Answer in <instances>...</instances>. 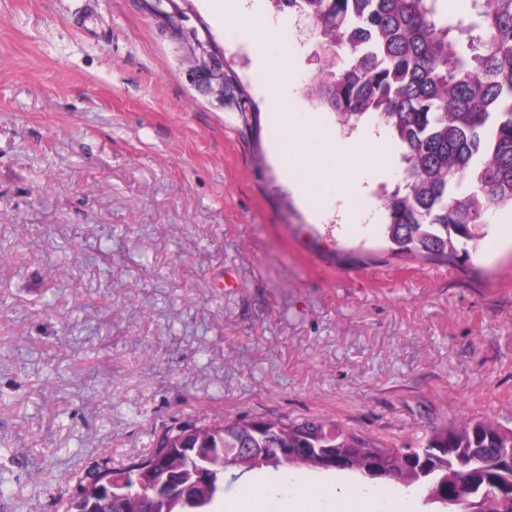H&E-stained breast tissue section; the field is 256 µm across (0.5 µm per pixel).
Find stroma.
<instances>
[{
	"label": "stroma",
	"instance_id": "obj_1",
	"mask_svg": "<svg viewBox=\"0 0 512 512\" xmlns=\"http://www.w3.org/2000/svg\"><path fill=\"white\" fill-rule=\"evenodd\" d=\"M254 6L288 70L211 0H0V512H66L182 422L512 429V212L464 262L301 200L269 87L332 136L375 128L315 98L311 21Z\"/></svg>",
	"mask_w": 512,
	"mask_h": 512
}]
</instances>
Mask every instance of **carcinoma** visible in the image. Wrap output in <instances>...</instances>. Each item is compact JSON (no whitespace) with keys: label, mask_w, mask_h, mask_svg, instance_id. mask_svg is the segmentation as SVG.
Listing matches in <instances>:
<instances>
[{"label":"carcinoma","mask_w":512,"mask_h":512,"mask_svg":"<svg viewBox=\"0 0 512 512\" xmlns=\"http://www.w3.org/2000/svg\"><path fill=\"white\" fill-rule=\"evenodd\" d=\"M470 2L466 22L440 0H277L317 31L318 100L343 125L369 119L394 133L406 167L382 198L384 234L416 256L467 260L490 219L512 209V0ZM192 426L166 429L150 457L111 473L112 498L93 512H137V479L163 481L171 447ZM199 429L224 434L226 458L209 463L215 481L202 507L175 502L168 512H216L226 469L286 475L312 465L310 450L348 454L346 471L361 481H399L426 498L438 486L463 512H512L492 491L512 481V431L484 420L437 429L414 448H381L316 419Z\"/></svg>","instance_id":"1"}]
</instances>
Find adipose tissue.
<instances>
[{"label": "adipose tissue", "mask_w": 512, "mask_h": 512, "mask_svg": "<svg viewBox=\"0 0 512 512\" xmlns=\"http://www.w3.org/2000/svg\"><path fill=\"white\" fill-rule=\"evenodd\" d=\"M242 0H220L216 7L224 21L246 27L251 35V47L259 65L275 63L281 69L291 66L277 33L259 21L256 13L244 12ZM286 93L271 89L268 103L272 119L282 139L280 158L289 170L296 172L295 189L301 198L311 193L340 200L344 210L356 207L357 199L368 196L371 175L387 170L391 163L384 137L328 141L317 122L300 125L294 113L284 106ZM241 490L224 512H319L321 498L334 502L335 512H408L403 498L391 488L378 486L371 491L360 487H317L296 484L288 500H273L266 484L250 475L240 478Z\"/></svg>", "instance_id": "ef3b65f1"}]
</instances>
